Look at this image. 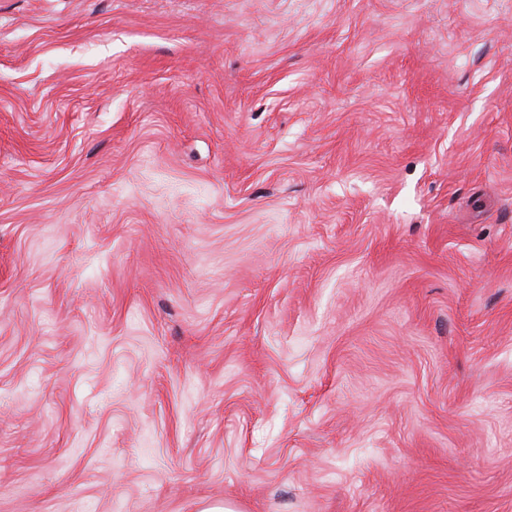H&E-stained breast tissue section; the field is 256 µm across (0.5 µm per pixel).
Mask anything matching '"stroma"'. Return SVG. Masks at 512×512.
I'll use <instances>...</instances> for the list:
<instances>
[{"mask_svg":"<svg viewBox=\"0 0 512 512\" xmlns=\"http://www.w3.org/2000/svg\"><path fill=\"white\" fill-rule=\"evenodd\" d=\"M512 512V0H0V512Z\"/></svg>","mask_w":512,"mask_h":512,"instance_id":"35a3bbf8","label":"stroma"}]
</instances>
